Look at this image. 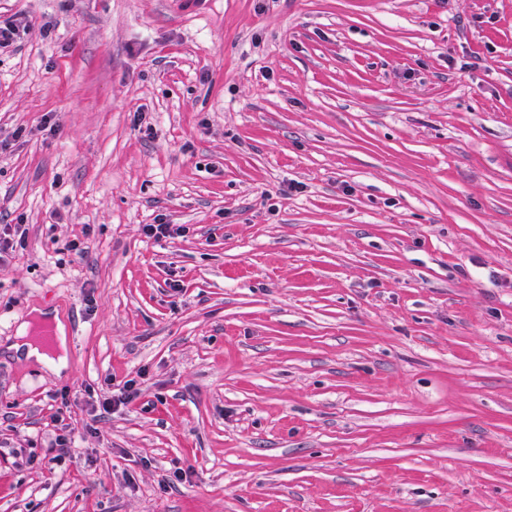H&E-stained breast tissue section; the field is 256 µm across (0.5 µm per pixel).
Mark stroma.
I'll list each match as a JSON object with an SVG mask.
<instances>
[{"label": "stroma", "instance_id": "obj_1", "mask_svg": "<svg viewBox=\"0 0 512 512\" xmlns=\"http://www.w3.org/2000/svg\"><path fill=\"white\" fill-rule=\"evenodd\" d=\"M15 15L0 512H512V0ZM9 349H13L18 353H24V356L27 359H34L39 363L53 364L55 365L56 372L58 373L66 368L65 355H58L56 360L54 358H49L38 346L34 345L30 341L25 340L21 343H15L11 345ZM51 423L57 432L55 434L54 442L52 444V448H55L59 453L54 456V458H58L66 453L68 448H71V443L73 439V435L75 433V427H72V424L65 423L66 418L63 416V411L61 408H58L50 417Z\"/></svg>", "mask_w": 512, "mask_h": 512}]
</instances>
